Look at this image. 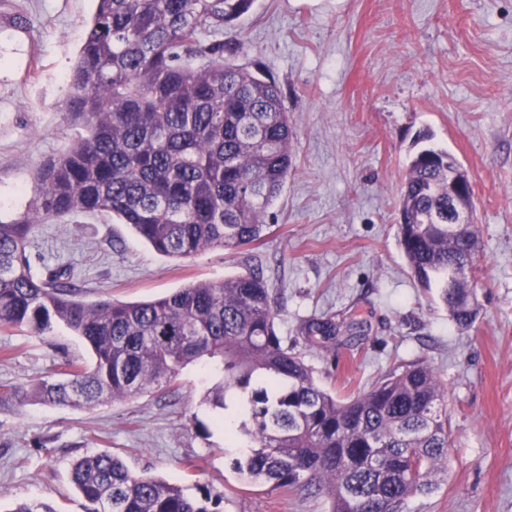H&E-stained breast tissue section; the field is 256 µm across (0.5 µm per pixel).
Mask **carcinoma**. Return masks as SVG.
Wrapping results in <instances>:
<instances>
[{
    "label": "carcinoma",
    "instance_id": "1",
    "mask_svg": "<svg viewBox=\"0 0 512 512\" xmlns=\"http://www.w3.org/2000/svg\"><path fill=\"white\" fill-rule=\"evenodd\" d=\"M67 77L65 108L84 130L40 164L28 207L0 220V330L47 336L61 326L90 349L93 364L12 388L0 400L90 408L162 392L187 365L223 373L209 393L245 397L233 437L250 451L235 462L252 482L321 494L326 512H403L447 474L448 392L427 364L396 369L346 398L321 386L304 356L276 331L277 308L261 267L198 282L147 302L77 299L70 271L37 272L27 247L38 224L100 214L129 225L158 254L189 259L262 240L269 209L288 179L293 131L280 86L233 60L224 41L253 0H95ZM448 152L423 149L400 198L399 243L422 286L439 289L452 320L471 327L480 258L478 226H448ZM336 351V315L300 328ZM71 482L85 512H223L207 486L134 474L103 452L77 459ZM11 512H56L43 501Z\"/></svg>",
    "mask_w": 512,
    "mask_h": 512
}]
</instances>
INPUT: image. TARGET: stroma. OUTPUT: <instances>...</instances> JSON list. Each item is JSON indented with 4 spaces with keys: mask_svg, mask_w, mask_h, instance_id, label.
I'll return each instance as SVG.
<instances>
[{
    "mask_svg": "<svg viewBox=\"0 0 512 512\" xmlns=\"http://www.w3.org/2000/svg\"><path fill=\"white\" fill-rule=\"evenodd\" d=\"M93 0H0V219L26 207L34 175L81 126L64 110ZM225 40L236 63L281 87L293 129L288 180L271 228L231 254H157L124 224L75 215L38 225L27 252L69 265L79 299L146 301L199 281L263 266L277 331L322 386L347 395L390 371L425 363L448 390V474L407 512H512V0H254ZM454 156L473 185L481 253L480 312L462 331L436 290L411 277L398 245L399 200L413 157ZM357 324L335 352L300 325L323 313ZM89 362L67 330L0 331V393ZM221 379L186 366L165 393L92 409L0 405V512L39 500L84 512L69 481L76 459L121 456L187 490L206 485L224 512H325L320 495L254 484L236 470L207 397ZM209 427L202 435L196 422Z\"/></svg>",
    "mask_w": 512,
    "mask_h": 512,
    "instance_id": "35a3bbf8",
    "label": "stroma"
}]
</instances>
